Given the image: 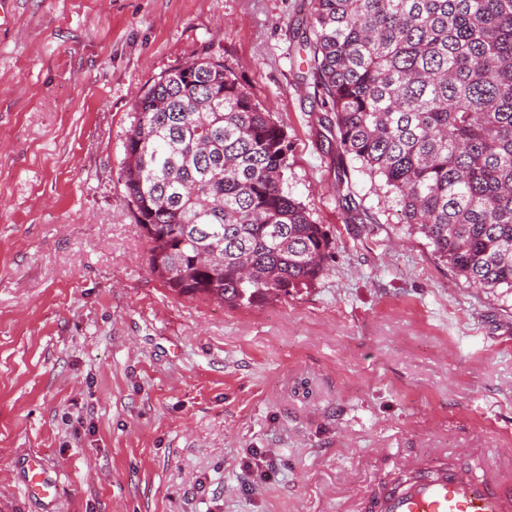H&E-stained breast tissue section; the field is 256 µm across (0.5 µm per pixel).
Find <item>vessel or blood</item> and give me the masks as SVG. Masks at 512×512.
<instances>
[{
	"mask_svg": "<svg viewBox=\"0 0 512 512\" xmlns=\"http://www.w3.org/2000/svg\"><path fill=\"white\" fill-rule=\"evenodd\" d=\"M26 490L42 498L55 495V484L40 461L25 466ZM364 512H512V485L445 466L414 463L405 475L382 483L364 503Z\"/></svg>",
	"mask_w": 512,
	"mask_h": 512,
	"instance_id": "obj_1",
	"label": "vessel or blood"
}]
</instances>
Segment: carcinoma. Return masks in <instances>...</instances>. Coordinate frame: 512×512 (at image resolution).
Returning <instances> with one entry per match:
<instances>
[{
	"instance_id": "obj_1",
	"label": "carcinoma",
	"mask_w": 512,
	"mask_h": 512,
	"mask_svg": "<svg viewBox=\"0 0 512 512\" xmlns=\"http://www.w3.org/2000/svg\"><path fill=\"white\" fill-rule=\"evenodd\" d=\"M308 27L343 151L459 276L512 289V0H311ZM135 107L120 178L152 272L233 306L326 274L328 235L284 189L283 126L230 68H178Z\"/></svg>"
}]
</instances>
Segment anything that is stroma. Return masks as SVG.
<instances>
[{
  "mask_svg": "<svg viewBox=\"0 0 512 512\" xmlns=\"http://www.w3.org/2000/svg\"><path fill=\"white\" fill-rule=\"evenodd\" d=\"M310 0H15L0 28V512H360L428 460L512 479V290L409 234L307 79ZM210 58L283 126L310 287L168 288L120 180L135 102ZM259 449L265 472L245 468ZM43 456L60 493L27 496Z\"/></svg>",
  "mask_w": 512,
  "mask_h": 512,
  "instance_id": "1",
  "label": "stroma"
}]
</instances>
